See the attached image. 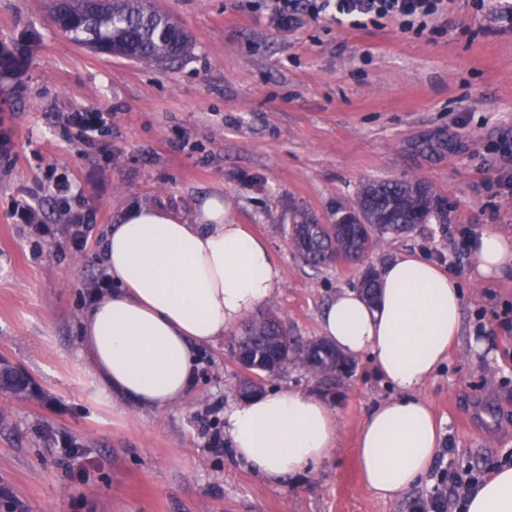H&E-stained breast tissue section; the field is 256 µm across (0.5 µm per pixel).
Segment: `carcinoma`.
I'll list each match as a JSON object with an SVG mask.
<instances>
[{"label": "carcinoma", "instance_id": "carcinoma-1", "mask_svg": "<svg viewBox=\"0 0 512 512\" xmlns=\"http://www.w3.org/2000/svg\"><path fill=\"white\" fill-rule=\"evenodd\" d=\"M52 17L70 40L91 50L145 65L172 64L189 52L184 30L152 0H52ZM446 223L437 197L422 182L383 181L364 185L356 207L334 224H320L305 212L294 216V245L312 261L358 260L388 237L406 233L430 218ZM235 340L253 377L239 387L243 396L262 390L260 373L298 365L324 381L350 372L348 359L323 340L302 343L267 315L252 321ZM0 389L31 394L28 383L8 365L0 367Z\"/></svg>", "mask_w": 512, "mask_h": 512}]
</instances>
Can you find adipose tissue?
Listing matches in <instances>:
<instances>
[{"instance_id": "obj_1", "label": "adipose tissue", "mask_w": 512, "mask_h": 512, "mask_svg": "<svg viewBox=\"0 0 512 512\" xmlns=\"http://www.w3.org/2000/svg\"><path fill=\"white\" fill-rule=\"evenodd\" d=\"M477 278L512 275V238L482 231L470 242ZM114 287L91 302L79 324L80 353L101 391L163 410L182 402L197 379L203 347L223 339L266 304L281 270L266 243L236 223L221 196L190 217L133 207L102 239ZM377 293L337 292L323 308L325 340L350 358L371 359L396 394L372 410L357 438L365 485L394 499L422 480L442 447V432L419 391L447 359L462 329V294L439 262L398 254L377 274ZM338 418L304 391H267L224 409L235 458L281 482L338 446ZM463 512H512V465L474 485Z\"/></svg>"}]
</instances>
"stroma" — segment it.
<instances>
[{
    "label": "stroma",
    "instance_id": "stroma-1",
    "mask_svg": "<svg viewBox=\"0 0 512 512\" xmlns=\"http://www.w3.org/2000/svg\"><path fill=\"white\" fill-rule=\"evenodd\" d=\"M156 3L191 38L170 68L76 44L49 0H0V41L33 37L17 75L0 80V127L12 140L0 157V358L36 384L26 398L0 391V512H413L445 471L499 464L512 454V278L475 279L468 242L481 230L512 238L493 150L512 137V32L474 0H450L420 36L388 20L308 18L278 30L237 0ZM73 112L104 114L93 145L65 128ZM56 168L96 212L80 252L60 234L31 236L7 208L26 199L54 216L39 186ZM396 180L428 184L447 223L416 225L356 264H313L284 231L295 210L332 224L364 184ZM213 194L267 243L283 281L266 310L301 340L319 338L336 292L400 252L456 278L462 337L421 391L448 452L420 484L382 500L360 480L358 431L394 394L366 357L329 386L294 366L264 374L265 389L320 396L339 421L331 455L281 484L210 443L246 374L229 340L202 349L196 384L175 407L140 410L101 394L77 342L105 228L131 204L187 216ZM475 337L487 352L473 349ZM64 438L82 454L81 473L57 454Z\"/></svg>",
    "mask_w": 512,
    "mask_h": 512
}]
</instances>
